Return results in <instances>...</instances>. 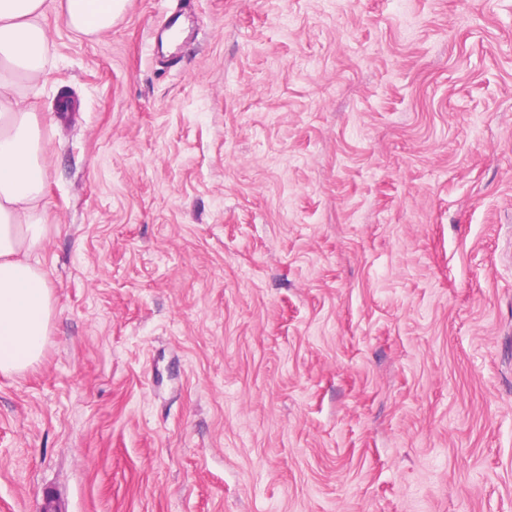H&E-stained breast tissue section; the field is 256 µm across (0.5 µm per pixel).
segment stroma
<instances>
[{"label":"stroma","instance_id":"1","mask_svg":"<svg viewBox=\"0 0 512 512\" xmlns=\"http://www.w3.org/2000/svg\"><path fill=\"white\" fill-rule=\"evenodd\" d=\"M46 27L0 512H512V0Z\"/></svg>","mask_w":512,"mask_h":512}]
</instances>
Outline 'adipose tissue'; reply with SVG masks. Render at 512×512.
Instances as JSON below:
<instances>
[{
    "label": "adipose tissue",
    "mask_w": 512,
    "mask_h": 512,
    "mask_svg": "<svg viewBox=\"0 0 512 512\" xmlns=\"http://www.w3.org/2000/svg\"><path fill=\"white\" fill-rule=\"evenodd\" d=\"M126 0H0V373L36 362L54 313L38 259L48 224L44 202L46 145L25 95L44 83L52 44L45 19L61 6L68 26L109 30Z\"/></svg>",
    "instance_id": "1"
}]
</instances>
